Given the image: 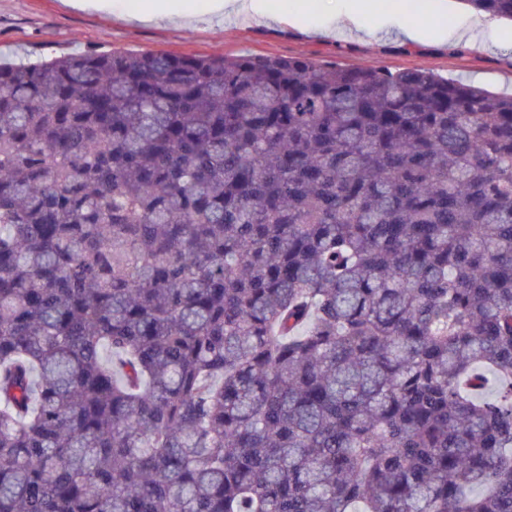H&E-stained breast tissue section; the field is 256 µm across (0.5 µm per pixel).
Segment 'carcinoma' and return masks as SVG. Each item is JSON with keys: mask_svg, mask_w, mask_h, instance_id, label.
I'll return each instance as SVG.
<instances>
[{"mask_svg": "<svg viewBox=\"0 0 512 512\" xmlns=\"http://www.w3.org/2000/svg\"><path fill=\"white\" fill-rule=\"evenodd\" d=\"M0 512H512V96L0 65Z\"/></svg>", "mask_w": 512, "mask_h": 512, "instance_id": "1", "label": "carcinoma"}]
</instances>
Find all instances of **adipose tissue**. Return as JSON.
<instances>
[{
	"label": "adipose tissue",
	"mask_w": 512,
	"mask_h": 512,
	"mask_svg": "<svg viewBox=\"0 0 512 512\" xmlns=\"http://www.w3.org/2000/svg\"><path fill=\"white\" fill-rule=\"evenodd\" d=\"M261 19L267 11L262 0H144L139 14L157 22H188L198 14Z\"/></svg>",
	"instance_id": "obj_1"
}]
</instances>
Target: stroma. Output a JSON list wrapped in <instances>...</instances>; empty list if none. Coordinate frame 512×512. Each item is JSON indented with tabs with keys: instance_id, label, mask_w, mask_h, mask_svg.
<instances>
[{
	"instance_id": "obj_1",
	"label": "stroma",
	"mask_w": 512,
	"mask_h": 512,
	"mask_svg": "<svg viewBox=\"0 0 512 512\" xmlns=\"http://www.w3.org/2000/svg\"><path fill=\"white\" fill-rule=\"evenodd\" d=\"M329 2L266 0L269 12H299L292 25L219 23L203 14L189 25H156L133 20L140 0H112L108 12L69 9L61 0H0V63L87 51L305 58L341 68L429 71L512 95V21L493 18V34L482 45L452 38L413 42L399 37L400 26L451 29L468 8L460 0H438L430 9L411 0H378L388 28L365 36L332 31Z\"/></svg>"
}]
</instances>
